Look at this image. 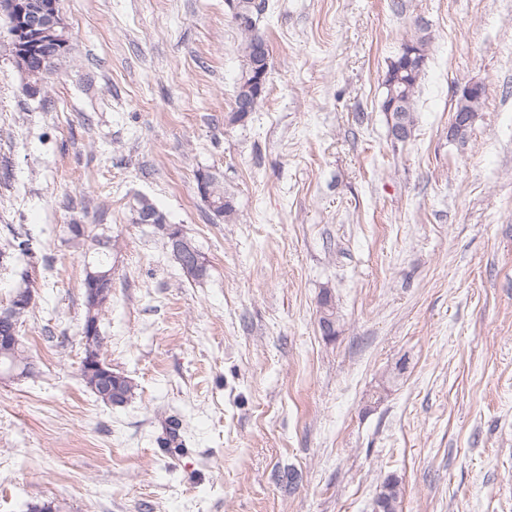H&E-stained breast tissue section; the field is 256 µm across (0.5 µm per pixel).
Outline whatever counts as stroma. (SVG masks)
<instances>
[{
  "label": "stroma",
  "instance_id": "obj_1",
  "mask_svg": "<svg viewBox=\"0 0 512 512\" xmlns=\"http://www.w3.org/2000/svg\"><path fill=\"white\" fill-rule=\"evenodd\" d=\"M268 0L270 78L226 126L242 74L227 0H60L70 63L32 96L0 16V307L39 373L0 383V512H512V0ZM431 43L411 137L381 83ZM485 100L448 137L458 89ZM207 170L236 205L214 219ZM209 264L185 280L136 197ZM118 239L104 360L80 377L83 249ZM330 293L335 339L318 325ZM179 420L181 451L160 445ZM299 482L289 483L288 470ZM378 512H399L401 503L400 483L394 477H388L383 482L376 498Z\"/></svg>",
  "mask_w": 512,
  "mask_h": 512
}]
</instances>
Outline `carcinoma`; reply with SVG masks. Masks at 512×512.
Returning a JSON list of instances; mask_svg holds the SVG:
<instances>
[{
	"instance_id": "cac0c4a2",
	"label": "carcinoma",
	"mask_w": 512,
	"mask_h": 512,
	"mask_svg": "<svg viewBox=\"0 0 512 512\" xmlns=\"http://www.w3.org/2000/svg\"><path fill=\"white\" fill-rule=\"evenodd\" d=\"M237 29L243 38V51L246 60L245 77L240 79L237 87L234 106L232 111L224 116V122L229 125L240 124L248 118V112L239 110V102L247 100L249 112L256 111V108L262 100L265 88L257 83H252V73L263 72L270 75V51L269 45L263 34L259 32V27L253 24H239ZM428 56V37L420 35L410 41L405 42L399 53L390 61L384 80L382 81L383 98L381 110L386 112L390 133L394 140L400 142L406 141L412 133L415 125L414 112H416V94L418 93L422 74L425 70ZM69 59V53H64L53 60L52 65L46 72L42 73L39 79L28 81V91L36 95L39 90L33 87L37 82L46 83L48 79L55 75L59 69ZM484 93L462 94L458 96L455 113L465 116L468 123L460 126L453 133L452 139H465L469 129L472 126L477 111L483 103ZM206 185L208 186L213 205V215L222 221H231L236 215L234 198L224 191V186L218 178L206 173ZM146 210L156 215L153 230L160 237L164 246H169L167 238L168 231L172 224L167 216L160 211L149 199L141 197L137 200L136 207L133 208L135 214H140ZM33 240L31 238H20L18 236L6 241L4 248L0 249V258L6 256L9 250H18L22 253L32 251ZM117 242L112 236L101 233L90 236V249L92 250L91 263L95 266L112 270V252L116 251ZM170 255L179 265L182 275L191 282H201L208 277V265L202 263L195 268L187 265L185 260L175 252ZM99 300L97 304L85 301V314L83 324L101 322L102 314L112 301V287L98 289ZM35 290L31 285H26L15 291L17 295L26 296V303L12 306V317L14 322H19L24 316L34 300ZM319 326L323 335H336V321L339 320L336 304L332 300L329 292H324L320 296ZM12 368L13 372L23 379L32 378L37 375L38 368L32 356L29 354L28 346L24 339H19L16 347L10 355H0V370L4 367ZM401 503L400 483L393 477H388L383 482L381 490L376 498V506L379 512H399Z\"/></svg>"
}]
</instances>
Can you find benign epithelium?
Returning <instances> with one entry per match:
<instances>
[{"mask_svg":"<svg viewBox=\"0 0 512 512\" xmlns=\"http://www.w3.org/2000/svg\"><path fill=\"white\" fill-rule=\"evenodd\" d=\"M0 16L8 23L13 56L26 70L45 69L46 64L69 46L55 0H0ZM82 368L86 372H98L104 398L114 406L122 405L123 394L115 386L114 374L104 367L91 347L86 352Z\"/></svg>","mask_w":512,"mask_h":512,"instance_id":"7a95c632","label":"benign epithelium"}]
</instances>
